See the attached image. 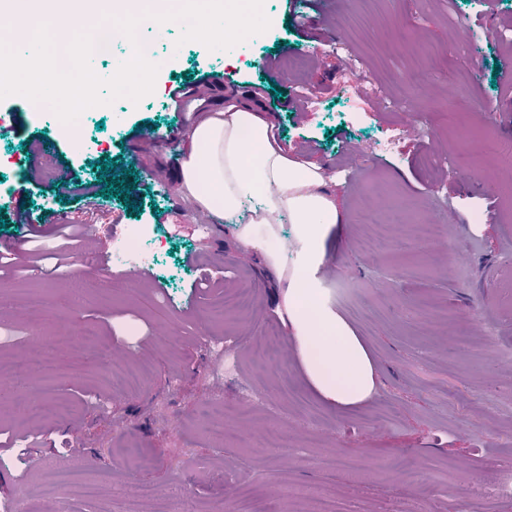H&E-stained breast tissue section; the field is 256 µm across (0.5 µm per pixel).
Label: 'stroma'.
Wrapping results in <instances>:
<instances>
[{"label":"stroma","instance_id":"1","mask_svg":"<svg viewBox=\"0 0 512 512\" xmlns=\"http://www.w3.org/2000/svg\"><path fill=\"white\" fill-rule=\"evenodd\" d=\"M264 14L267 31L224 52L180 42L170 26L159 50L173 62L153 92L91 114L82 143L37 120L27 98L0 102V308L13 312L0 320V352L25 357L29 336L50 337L54 399L72 409L17 427L14 411L32 385L0 372V457L13 459L0 468V503H19V512H232L257 495L277 512H317L327 497L349 512H512V496L476 487L491 470H512V306L498 288L512 266V222L502 217L512 168L482 157L466 170L422 164L457 146V136L437 131L459 92L469 101L462 127L512 142V81L493 77L494 63L512 60L502 37L512 0H377L367 13L359 0H267ZM467 47L470 77L460 84L457 55ZM271 61L284 80H271ZM359 75L379 94L344 96ZM183 80L199 98L218 85L256 93L282 147L328 175L342 224L319 286L376 365L367 404L341 414L314 395L281 319L278 271L240 245L236 223L201 216L167 190L185 122L170 92ZM303 86L315 102L299 95ZM410 110L414 134L405 129ZM144 125L159 141L141 139ZM394 125L402 131L385 145ZM46 133L60 143L49 167L34 155ZM104 158L117 180L134 173L128 197L56 195L53 168L79 186L98 181ZM490 184L498 194L486 193ZM476 212L482 223H472ZM414 219L439 225L437 241L408 240L400 226ZM62 224L99 233L83 261L60 268ZM132 224L144 225L155 254L152 281L135 288L114 254ZM371 236L382 250L363 249ZM29 289L42 314L17 307ZM242 291L249 309L216 320L210 304ZM83 327L92 341L79 339ZM139 360L152 368L139 390L107 393V371ZM206 405L221 409V421L203 415ZM283 428L288 450L271 443ZM345 459L355 472L340 469ZM48 466L78 468L88 482L104 473L109 485L94 497L75 484L17 498Z\"/></svg>","mask_w":512,"mask_h":512}]
</instances>
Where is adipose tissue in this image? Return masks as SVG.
<instances>
[{
  "label": "adipose tissue",
  "instance_id": "adipose-tissue-1",
  "mask_svg": "<svg viewBox=\"0 0 512 512\" xmlns=\"http://www.w3.org/2000/svg\"><path fill=\"white\" fill-rule=\"evenodd\" d=\"M274 129L251 92L188 113L179 192L214 215L235 214L244 201L257 199L239 241L259 249L287 283L285 324L309 386L325 403L348 410L372 397L376 379L366 348L347 321L322 303L316 283L340 213L320 166L288 157ZM284 216L297 226L301 262L293 269L279 243L277 225Z\"/></svg>",
  "mask_w": 512,
  "mask_h": 512
}]
</instances>
